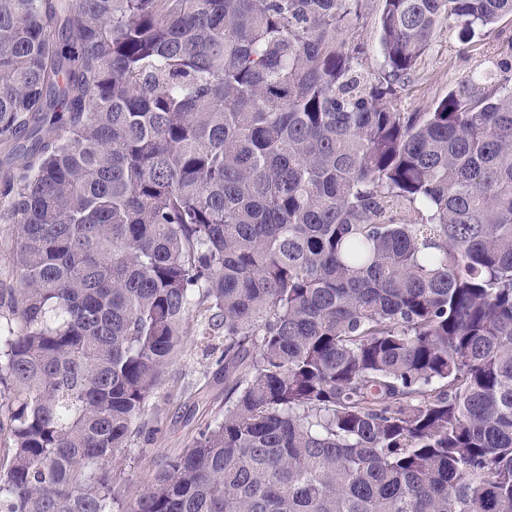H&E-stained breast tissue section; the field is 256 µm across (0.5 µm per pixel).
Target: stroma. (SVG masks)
Instances as JSON below:
<instances>
[{
    "label": "stroma",
    "instance_id": "stroma-1",
    "mask_svg": "<svg viewBox=\"0 0 512 512\" xmlns=\"http://www.w3.org/2000/svg\"><path fill=\"white\" fill-rule=\"evenodd\" d=\"M380 0H363V17L342 28L339 38L366 46L364 69L377 74L383 63L376 19ZM489 35L477 34L473 40L461 41L456 33L440 31L425 55L408 91L403 92L405 111L424 110L433 100L444 96L449 87L478 75L484 60L480 50ZM208 367L193 343H186L179 361L170 367L167 380L153 402L162 414L159 430L144 428L134 439L133 457L116 469L131 490L147 488L166 459L186 448L197 435V427L209 408L224 401V382L205 378Z\"/></svg>",
    "mask_w": 512,
    "mask_h": 512
}]
</instances>
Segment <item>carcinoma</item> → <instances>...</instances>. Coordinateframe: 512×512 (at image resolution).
I'll list each match as a JSON object with an SVG mask.
<instances>
[{"instance_id":"obj_1","label":"carcinoma","mask_w":512,"mask_h":512,"mask_svg":"<svg viewBox=\"0 0 512 512\" xmlns=\"http://www.w3.org/2000/svg\"><path fill=\"white\" fill-rule=\"evenodd\" d=\"M512 0H0V512H512ZM224 404L116 482L185 345ZM363 19L356 22L345 24L342 28L339 38L346 43H364L366 46V56L363 65L366 72L377 75L383 63L381 48L379 43V33L377 30L376 19L380 8V0H364ZM499 32L500 40L512 36V16L503 17L491 35L481 32L470 42L461 41L456 32L448 33V26L444 27L429 53L422 58L411 87L403 92L401 107L408 112H423L430 102L444 96L449 87L478 75L484 67L480 46L494 41Z\"/></svg>"}]
</instances>
